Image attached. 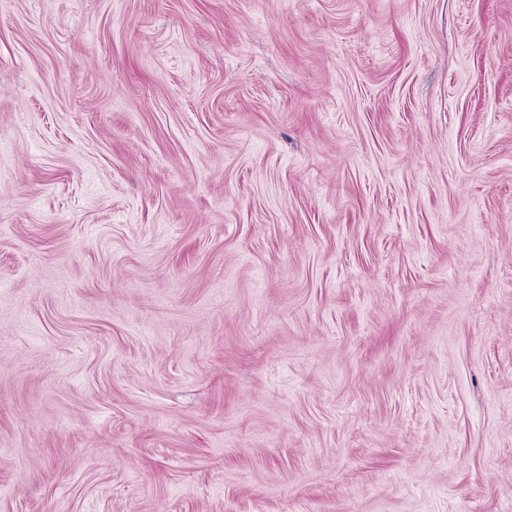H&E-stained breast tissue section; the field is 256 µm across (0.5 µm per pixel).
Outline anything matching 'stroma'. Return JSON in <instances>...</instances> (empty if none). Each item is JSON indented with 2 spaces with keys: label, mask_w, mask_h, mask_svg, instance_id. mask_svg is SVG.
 Here are the masks:
<instances>
[{
  "label": "stroma",
  "mask_w": 512,
  "mask_h": 512,
  "mask_svg": "<svg viewBox=\"0 0 512 512\" xmlns=\"http://www.w3.org/2000/svg\"><path fill=\"white\" fill-rule=\"evenodd\" d=\"M0 512H512V0H0Z\"/></svg>",
  "instance_id": "35a3bbf8"
}]
</instances>
